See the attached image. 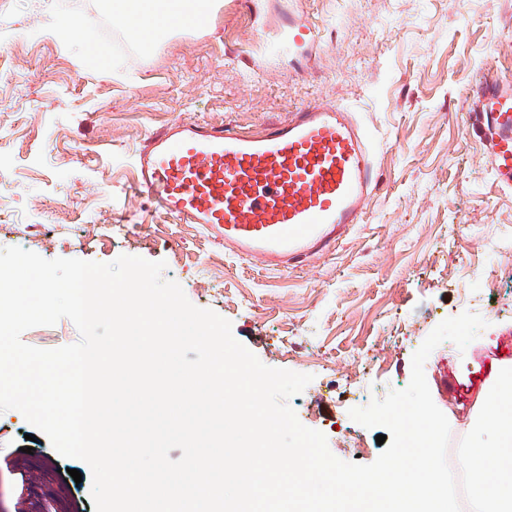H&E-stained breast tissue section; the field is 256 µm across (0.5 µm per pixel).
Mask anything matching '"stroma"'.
Wrapping results in <instances>:
<instances>
[{
    "instance_id": "1",
    "label": "stroma",
    "mask_w": 512,
    "mask_h": 512,
    "mask_svg": "<svg viewBox=\"0 0 512 512\" xmlns=\"http://www.w3.org/2000/svg\"><path fill=\"white\" fill-rule=\"evenodd\" d=\"M102 3L0 0V204L13 223L61 224L81 240L41 236L30 251L165 261L164 278L230 321L263 364L312 375L289 406L335 457L363 465L382 451L377 429L349 415L363 387L406 388L419 338L478 314L486 326L464 351L443 342L424 364L435 405L470 413L493 363H512V288H483L512 276V193L464 122L482 73L512 78V0H220L206 29L148 48ZM62 16L76 34H42ZM299 20L314 43L289 44ZM319 102L358 113L376 143L378 187L334 251L265 270L134 189L138 150L168 122L255 129ZM104 224L119 227L108 242ZM19 416L0 412V512H95L88 465Z\"/></svg>"
}]
</instances>
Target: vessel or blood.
Returning <instances> with one entry per match:
<instances>
[{"mask_svg": "<svg viewBox=\"0 0 512 512\" xmlns=\"http://www.w3.org/2000/svg\"><path fill=\"white\" fill-rule=\"evenodd\" d=\"M468 118L495 180L512 191V80L482 75ZM374 154L355 113L338 104H310L257 131L172 122L145 139L136 186L226 252L278 270L362 223L377 186Z\"/></svg>", "mask_w": 512, "mask_h": 512, "instance_id": "obj_1", "label": "vessel or blood"}]
</instances>
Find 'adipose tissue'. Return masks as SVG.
Returning <instances> with one entry per match:
<instances>
[{"label":"adipose tissue","instance_id":"1","mask_svg":"<svg viewBox=\"0 0 512 512\" xmlns=\"http://www.w3.org/2000/svg\"><path fill=\"white\" fill-rule=\"evenodd\" d=\"M215 5L216 0H106L105 8L115 18L141 19L157 40L196 28L197 18L210 17Z\"/></svg>","mask_w":512,"mask_h":512}]
</instances>
